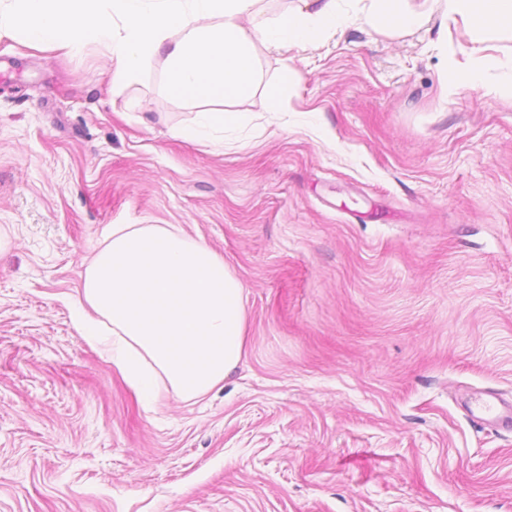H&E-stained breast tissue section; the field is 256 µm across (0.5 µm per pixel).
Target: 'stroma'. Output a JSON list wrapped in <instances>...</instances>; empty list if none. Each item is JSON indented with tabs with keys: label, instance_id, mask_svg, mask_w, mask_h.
Segmentation results:
<instances>
[{
	"label": "stroma",
	"instance_id": "stroma-1",
	"mask_svg": "<svg viewBox=\"0 0 512 512\" xmlns=\"http://www.w3.org/2000/svg\"><path fill=\"white\" fill-rule=\"evenodd\" d=\"M260 50L243 142L173 137L162 58L0 39V512H512V98L448 59L512 55L432 9ZM296 81L273 112L266 88ZM115 224H175L240 280L245 347L196 403L144 410L77 334ZM489 67H497L512 71V57L486 56L473 60L471 67L457 69L454 59H448V93H455L465 86L481 87L488 95L512 96V80L497 84H486L485 71ZM474 418L479 421L493 423L502 427H512V408L502 406L493 396L477 398L470 409Z\"/></svg>",
	"mask_w": 512,
	"mask_h": 512
}]
</instances>
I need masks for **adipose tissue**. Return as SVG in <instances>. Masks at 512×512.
I'll use <instances>...</instances> for the list:
<instances>
[{
	"mask_svg": "<svg viewBox=\"0 0 512 512\" xmlns=\"http://www.w3.org/2000/svg\"><path fill=\"white\" fill-rule=\"evenodd\" d=\"M258 0H10L0 34L55 50L97 47L115 64L112 83L135 82L156 55L166 62L165 90L180 100L220 104L197 112L176 136L223 148L243 123L231 102L259 85V48L319 41L344 26L340 0L315 11L268 18ZM445 17L461 22L472 41L512 30V0H441ZM367 19L395 30L421 26L407 0H370ZM512 71V57L486 56L448 68V90L465 86L512 96V81L488 84L484 74ZM85 305L75 316L81 336L135 389L144 406L161 392L201 399L239 364L245 342L244 290L223 257L175 224L113 225L82 276Z\"/></svg>",
	"mask_w": 512,
	"mask_h": 512,
	"instance_id": "ef3b65f1",
	"label": "adipose tissue"
}]
</instances>
